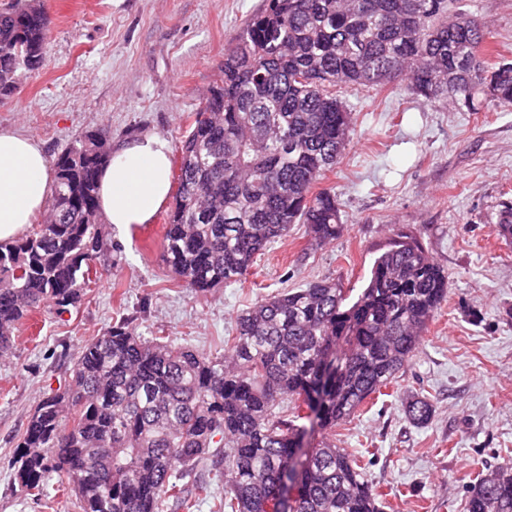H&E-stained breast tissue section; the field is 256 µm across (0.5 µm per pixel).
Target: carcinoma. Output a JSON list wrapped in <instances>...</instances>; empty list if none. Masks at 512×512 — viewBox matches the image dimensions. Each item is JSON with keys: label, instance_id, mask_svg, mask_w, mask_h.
Wrapping results in <instances>:
<instances>
[{"label": "carcinoma", "instance_id": "carcinoma-1", "mask_svg": "<svg viewBox=\"0 0 512 512\" xmlns=\"http://www.w3.org/2000/svg\"><path fill=\"white\" fill-rule=\"evenodd\" d=\"M51 18L39 4L0 11V99L44 62ZM486 27L449 0H265L224 54L203 118L181 141L166 262L187 287L239 283L294 224L319 245L343 227L333 188L315 190L342 155L352 109L336 88L396 78L431 101L478 111L512 104V62L486 64ZM87 132L52 161L48 212L0 243V357L47 301L76 306L107 250L97 202L108 156ZM512 239V202L495 225ZM448 297V273L399 232L357 294L321 280L258 299L238 314L224 352L198 353L110 326L71 357V381L29 416L15 480L39 497L52 475L81 512H194L198 467L224 471L223 512H382L363 456L329 431L397 382ZM407 419L427 424L414 395ZM464 512H512V459L489 466Z\"/></svg>", "mask_w": 512, "mask_h": 512}]
</instances>
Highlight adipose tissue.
Wrapping results in <instances>:
<instances>
[{
    "label": "adipose tissue",
    "mask_w": 512,
    "mask_h": 512,
    "mask_svg": "<svg viewBox=\"0 0 512 512\" xmlns=\"http://www.w3.org/2000/svg\"><path fill=\"white\" fill-rule=\"evenodd\" d=\"M170 147L158 135L113 149L98 183L107 224L127 229L147 224L171 190ZM55 189L52 166L39 142L16 129L0 128V242L21 237L45 210Z\"/></svg>",
    "instance_id": "obj_1"
}]
</instances>
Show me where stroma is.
Masks as SVG:
<instances>
[{
  "label": "stroma",
  "mask_w": 512,
  "mask_h": 512,
  "mask_svg": "<svg viewBox=\"0 0 512 512\" xmlns=\"http://www.w3.org/2000/svg\"><path fill=\"white\" fill-rule=\"evenodd\" d=\"M52 17L43 66L0 101V128H17L54 157L105 127L119 145L159 135L172 169L224 54L263 0H41ZM484 22L487 45L512 60V0H453ZM353 124L343 159L322 180L336 190L344 226L323 245L302 224L259 255L245 282L208 294L174 278L164 258L171 203L147 224L105 228L112 245L76 307L29 314L0 358V512H79L48 486L28 496L12 460L39 399L64 389L72 354L112 323L220 352L235 318L257 297L334 278L362 288L397 231L417 235L448 274V298L400 376L396 395L337 427L341 448L370 451L369 481L383 512H463L468 485L486 465L512 459V240L496 231L512 201V107L466 112L388 84L347 93ZM428 396L423 426L400 394Z\"/></svg>",
  "instance_id": "obj_1"
}]
</instances>
